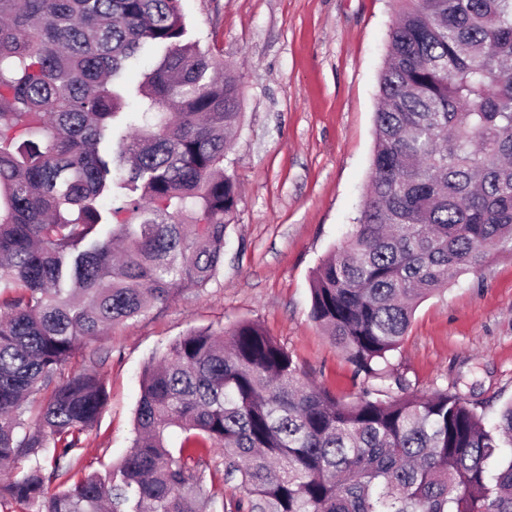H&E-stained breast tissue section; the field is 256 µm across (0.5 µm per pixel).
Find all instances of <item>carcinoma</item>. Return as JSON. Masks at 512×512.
<instances>
[{
    "label": "carcinoma",
    "instance_id": "carcinoma-1",
    "mask_svg": "<svg viewBox=\"0 0 512 512\" xmlns=\"http://www.w3.org/2000/svg\"><path fill=\"white\" fill-rule=\"evenodd\" d=\"M400 2L366 199L311 284L312 321L381 381L417 302L512 252V0ZM146 48L162 54L131 90ZM239 101L181 0H0V507L204 512L191 449L216 448L230 512H512V403L489 424L397 378L345 402L250 321L171 344L142 377L128 454L72 479L109 401L95 373H64L78 345L224 264Z\"/></svg>",
    "mask_w": 512,
    "mask_h": 512
}]
</instances>
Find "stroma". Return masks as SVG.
<instances>
[{
	"label": "stroma",
	"mask_w": 512,
	"mask_h": 512,
	"mask_svg": "<svg viewBox=\"0 0 512 512\" xmlns=\"http://www.w3.org/2000/svg\"><path fill=\"white\" fill-rule=\"evenodd\" d=\"M182 8L192 36L241 85V123L224 157L240 196L224 265L206 288L82 342L68 364L97 373L110 393L74 453L84 473L122 461L146 366L193 329L255 321L337 398L354 400L365 385L311 320V279L367 193L398 0H182ZM388 370L408 393L456 391L491 418L511 402L512 253H490L479 274L420 302Z\"/></svg>",
	"instance_id": "stroma-1"
}]
</instances>
